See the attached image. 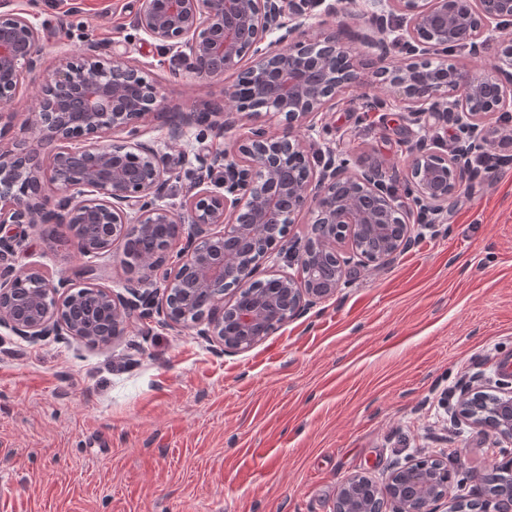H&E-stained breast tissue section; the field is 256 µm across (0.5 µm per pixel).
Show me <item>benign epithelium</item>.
<instances>
[{
	"mask_svg": "<svg viewBox=\"0 0 512 512\" xmlns=\"http://www.w3.org/2000/svg\"><path fill=\"white\" fill-rule=\"evenodd\" d=\"M324 6V17L314 13ZM359 26L357 53L345 37V19ZM512 25V0H139L136 27L161 47L177 50L198 79L248 73L246 92L226 91L235 106L181 115L165 142L183 141L188 129L205 126L222 134L231 115L259 106L282 118L278 133L256 125L221 154L196 153L220 180L198 182L173 211L158 203L171 178L158 145L141 140L140 124L159 119L157 85L124 55L103 59L88 47L79 60L65 57L47 77L27 123L31 136L0 142V229L25 224L64 226L76 252L101 255L131 233L150 235L159 224L177 233L147 257L126 252L120 264L136 271L126 293L67 278L53 283L13 263L22 239L0 236V328L35 344L48 336H75L97 343L124 335L129 320L158 318L196 330L224 351H245L279 325L332 297L353 267L394 261L412 243V210H403L376 167L349 168L331 148L315 149L317 118L358 88L353 110L387 103L386 90L416 118L436 115L457 127L455 146L444 154L419 142L410 148L405 180L415 207L436 214L464 186L480 177L472 150L494 142L499 128L485 119L512 107V48L487 70L441 63L427 69L416 58L448 55L462 47L473 58L485 53L494 33ZM408 55L389 61L390 46ZM45 43L37 24L0 11V121L10 112L25 78L38 66ZM304 128L308 136L295 130ZM112 134V142L77 144L87 135ZM310 216L305 241L289 238L290 225ZM184 240L174 268L163 276L171 244ZM297 264L294 274H273L255 288L262 261L271 254ZM209 296L190 312L196 295ZM232 294L231 303L224 295ZM457 418L512 444V377L499 373L497 394L468 391ZM360 476L344 480L334 512H384V499L351 507ZM448 468L403 467L389 478L397 512H432L448 493ZM497 512H512V484L496 490Z\"/></svg>",
	"mask_w": 512,
	"mask_h": 512,
	"instance_id": "benign-epithelium-1",
	"label": "benign epithelium"
}]
</instances>
